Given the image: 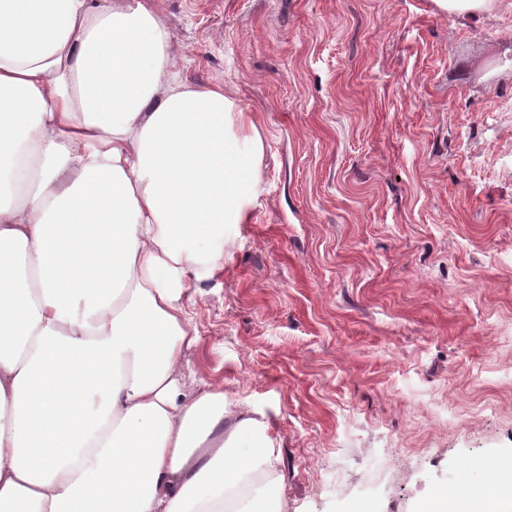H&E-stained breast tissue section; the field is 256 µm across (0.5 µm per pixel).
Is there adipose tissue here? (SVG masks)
<instances>
[{
	"label": "adipose tissue",
	"mask_w": 512,
	"mask_h": 512,
	"mask_svg": "<svg viewBox=\"0 0 512 512\" xmlns=\"http://www.w3.org/2000/svg\"><path fill=\"white\" fill-rule=\"evenodd\" d=\"M263 153L150 0H0V512H273L264 424L183 390L184 301Z\"/></svg>",
	"instance_id": "adipose-tissue-1"
}]
</instances>
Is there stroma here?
I'll return each mask as SVG.
<instances>
[{
    "mask_svg": "<svg viewBox=\"0 0 512 512\" xmlns=\"http://www.w3.org/2000/svg\"><path fill=\"white\" fill-rule=\"evenodd\" d=\"M264 144L185 305L184 390L267 428L285 512H423L512 458V0H152ZM387 497L366 493L373 458ZM443 10L457 15L463 21L480 20L491 17L499 0H433Z\"/></svg>",
    "mask_w": 512,
    "mask_h": 512,
    "instance_id": "1",
    "label": "stroma"
}]
</instances>
